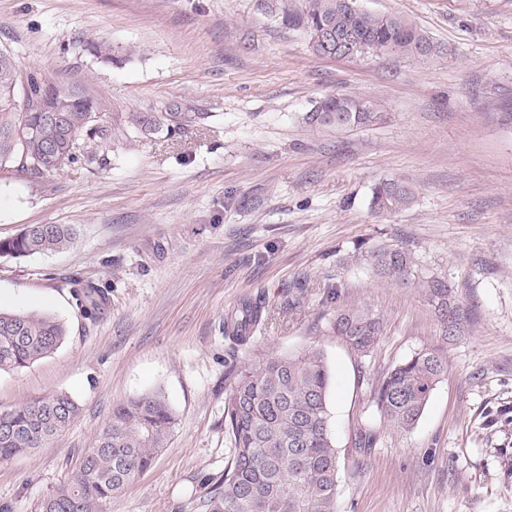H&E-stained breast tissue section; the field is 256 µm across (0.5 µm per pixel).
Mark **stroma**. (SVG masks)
<instances>
[{"instance_id": "1", "label": "stroma", "mask_w": 512, "mask_h": 512, "mask_svg": "<svg viewBox=\"0 0 512 512\" xmlns=\"http://www.w3.org/2000/svg\"><path fill=\"white\" fill-rule=\"evenodd\" d=\"M400 15L425 57L313 53L270 0H0V47L25 72L83 83L114 112H186L182 127L119 138L109 165L0 179V240L69 224L59 252L0 257V309L54 315L68 335L0 372V410L69 394L75 421L0 463V506L41 512L113 406L162 389L167 448L104 512H203L230 458L224 362L320 348L330 365L339 512H512V0H358ZM107 43L114 57L94 55ZM373 102L387 122L347 132L302 120L321 97ZM413 190L395 213L372 190ZM408 250L398 286L365 255ZM454 291L466 321L445 337L421 283ZM103 291L83 315L73 281ZM263 296L268 318L229 352L224 321ZM382 323L368 355L333 332L340 306ZM447 371L416 426L393 427L379 382L416 351ZM372 447L357 449L358 431ZM413 198L411 188L403 181L382 180L374 187L371 205L375 211L393 213L409 206Z\"/></svg>"}]
</instances>
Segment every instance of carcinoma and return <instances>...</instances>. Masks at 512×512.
Instances as JSON below:
<instances>
[{"instance_id":"1","label":"carcinoma","mask_w":512,"mask_h":512,"mask_svg":"<svg viewBox=\"0 0 512 512\" xmlns=\"http://www.w3.org/2000/svg\"><path fill=\"white\" fill-rule=\"evenodd\" d=\"M354 0H283L277 21L303 33L315 54L330 49L333 57L386 49L399 56L422 57L434 44L399 15H376L350 6ZM356 33L363 43L351 48L337 37ZM21 68L14 54L0 48V175L41 178L78 165L88 171L110 164L105 152L128 131L158 132L178 112H108L107 102L80 83L59 82L28 74L29 95L22 100L15 87ZM385 113L367 102L327 95L304 115L312 126L338 132L376 125ZM413 192L404 182L383 180L371 200L378 212L409 206ZM65 224H35L16 237L0 241V256L26 257L61 251L75 238ZM379 275L398 285L411 282L409 251L393 249L370 255ZM437 317L453 318L459 333L465 314L445 282L427 281ZM79 309L89 315L105 298L97 288L74 290ZM261 299L243 302L224 321L230 349L248 344L263 324ZM333 330L350 349L364 355L382 332L380 319L366 307L336 310ZM66 328L48 314L0 310V371L27 368L53 353ZM446 372L441 357L423 348L397 365L380 383L376 403L402 430L421 417L435 385ZM224 433L231 443L224 475L210 490L208 512H337L339 460L332 437L328 393L330 372L321 350L257 354L224 374ZM78 405L64 392L27 399L0 411V462L45 445L76 418ZM176 417L164 393L154 390L112 408L94 445L87 449L75 474L44 500L42 512H102L104 502L131 486L169 443Z\"/></svg>"}]
</instances>
